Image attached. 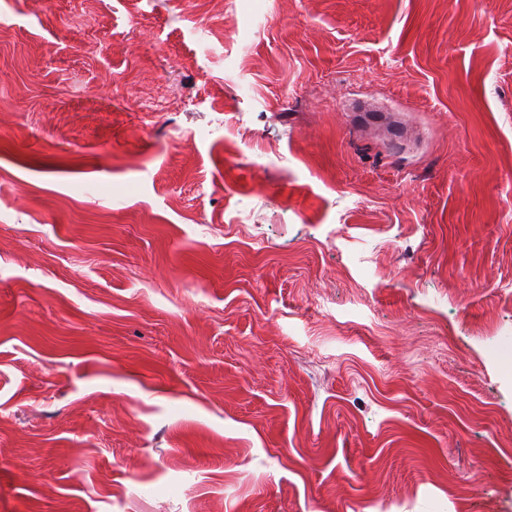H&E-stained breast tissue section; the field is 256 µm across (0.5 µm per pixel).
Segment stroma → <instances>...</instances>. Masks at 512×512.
<instances>
[{"label":"stroma","mask_w":512,"mask_h":512,"mask_svg":"<svg viewBox=\"0 0 512 512\" xmlns=\"http://www.w3.org/2000/svg\"><path fill=\"white\" fill-rule=\"evenodd\" d=\"M509 435L512 0H0V512H512Z\"/></svg>","instance_id":"1"}]
</instances>
